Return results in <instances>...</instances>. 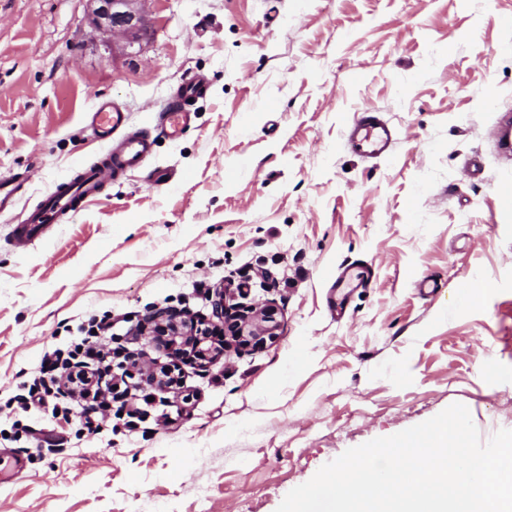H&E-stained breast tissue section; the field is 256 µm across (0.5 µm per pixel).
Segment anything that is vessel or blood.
<instances>
[{
    "mask_svg": "<svg viewBox=\"0 0 512 512\" xmlns=\"http://www.w3.org/2000/svg\"><path fill=\"white\" fill-rule=\"evenodd\" d=\"M207 90L206 79L199 75L178 91L164 109L153 115L160 133L171 139L181 136L191 123L195 100L204 98ZM86 120L95 136L108 146L105 159L92 165L80 179L58 185L35 210L26 213L14 228L17 242L32 241L54 219L81 211L87 201L98 196L107 178L144 166L151 155L154 141L147 133L124 134L126 114L116 102H98L87 113ZM395 140V131L369 108L354 114L346 124L344 145L348 151L361 157L386 156Z\"/></svg>",
    "mask_w": 512,
    "mask_h": 512,
    "instance_id": "1",
    "label": "vessel or blood"
}]
</instances>
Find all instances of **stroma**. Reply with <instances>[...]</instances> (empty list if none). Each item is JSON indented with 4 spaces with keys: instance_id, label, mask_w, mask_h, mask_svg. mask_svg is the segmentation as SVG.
I'll return each mask as SVG.
<instances>
[{
    "instance_id": "stroma-1",
    "label": "stroma",
    "mask_w": 512,
    "mask_h": 512,
    "mask_svg": "<svg viewBox=\"0 0 512 512\" xmlns=\"http://www.w3.org/2000/svg\"><path fill=\"white\" fill-rule=\"evenodd\" d=\"M139 54H105L86 0H0V512H276L347 449L465 405L512 430V0H148ZM210 81L181 138L99 201L16 246L13 230L105 155L102 99L128 131L183 79ZM396 126L387 156L342 145L356 110ZM172 178L151 186L148 170ZM371 267L343 310L328 278ZM434 283L420 292L421 280ZM228 289L274 306V338L184 367L162 412L21 409L46 352L112 318L105 358L166 357L133 335L153 309L211 312Z\"/></svg>"
}]
</instances>
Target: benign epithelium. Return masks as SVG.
Here are the masks:
<instances>
[{
  "mask_svg": "<svg viewBox=\"0 0 512 512\" xmlns=\"http://www.w3.org/2000/svg\"><path fill=\"white\" fill-rule=\"evenodd\" d=\"M90 9L89 24L98 36V46L105 53L114 50L116 41L122 40L132 49L146 39L149 22L143 10L147 0H87ZM212 317L224 325V336L241 347L261 342L264 337L275 336L276 317L272 307H256L226 303V292L216 294L212 303ZM207 322L186 310L158 308L152 312L137 329L140 335H156V330L166 325L174 326L175 336H188L190 332L180 331V324L190 321Z\"/></svg>",
  "mask_w": 512,
  "mask_h": 512,
  "instance_id": "obj_1",
  "label": "benign epithelium"
}]
</instances>
